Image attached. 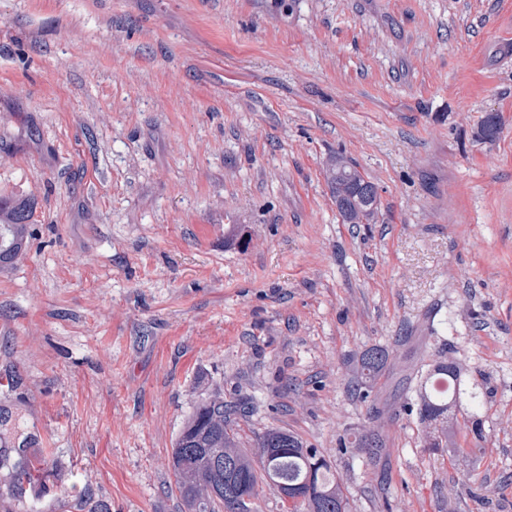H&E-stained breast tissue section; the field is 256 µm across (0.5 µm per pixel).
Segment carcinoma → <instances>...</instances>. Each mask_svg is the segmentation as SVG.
Here are the masks:
<instances>
[{
  "instance_id": "carcinoma-1",
  "label": "carcinoma",
  "mask_w": 512,
  "mask_h": 512,
  "mask_svg": "<svg viewBox=\"0 0 512 512\" xmlns=\"http://www.w3.org/2000/svg\"><path fill=\"white\" fill-rule=\"evenodd\" d=\"M500 133L498 114H487L480 126L483 140L494 142ZM327 175L343 223H374L380 205L376 183L339 152L329 158ZM35 207L32 200L0 197V268L26 257ZM389 359L387 350L365 351L362 376L374 377ZM466 372L451 349L417 369L409 405L417 410L425 447L446 448L463 430L457 416L463 399L475 413L484 405L485 393L467 387ZM237 413V406L214 393L196 405L179 430L170 467L185 512H261L264 491L281 500L285 512H347L348 475L333 471L319 449L284 428H270L255 436L252 447H242ZM386 425L384 416L377 415L359 440L371 460L383 451L380 429Z\"/></svg>"
}]
</instances>
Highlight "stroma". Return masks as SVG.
<instances>
[{"instance_id": "1", "label": "stroma", "mask_w": 512, "mask_h": 512, "mask_svg": "<svg viewBox=\"0 0 512 512\" xmlns=\"http://www.w3.org/2000/svg\"><path fill=\"white\" fill-rule=\"evenodd\" d=\"M339 151L376 223H343ZM0 196L37 202L0 269V512H182L169 458L214 391L243 442L349 474L348 512H512V0H0ZM450 349L483 437L426 448L400 393ZM327 175L331 195L343 223L373 224L380 205L376 183L339 152L329 158ZM390 359V353L380 348H372L364 352L361 358L360 371L365 378H372L382 371ZM371 420L372 426L361 436L357 446L358 448H363L368 457L373 459L378 456L381 451L386 449L382 448V435L379 429H384L387 425V421L384 419V416L380 414L376 416V419Z\"/></svg>"}]
</instances>
